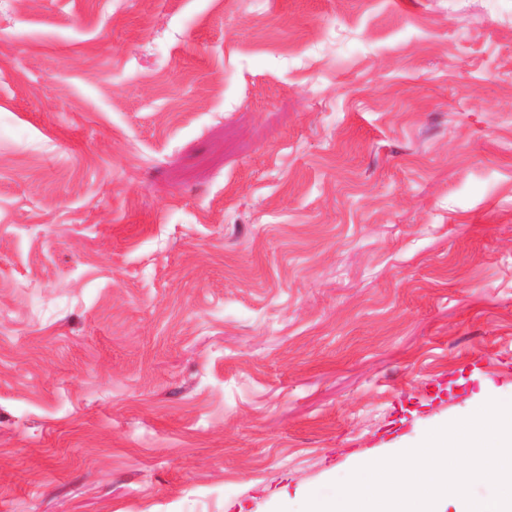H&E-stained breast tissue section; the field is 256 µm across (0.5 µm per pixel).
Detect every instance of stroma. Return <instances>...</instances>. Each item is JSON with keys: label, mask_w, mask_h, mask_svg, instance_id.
Instances as JSON below:
<instances>
[{"label": "stroma", "mask_w": 512, "mask_h": 512, "mask_svg": "<svg viewBox=\"0 0 512 512\" xmlns=\"http://www.w3.org/2000/svg\"><path fill=\"white\" fill-rule=\"evenodd\" d=\"M512 402V0H0V512H299Z\"/></svg>", "instance_id": "obj_1"}]
</instances>
